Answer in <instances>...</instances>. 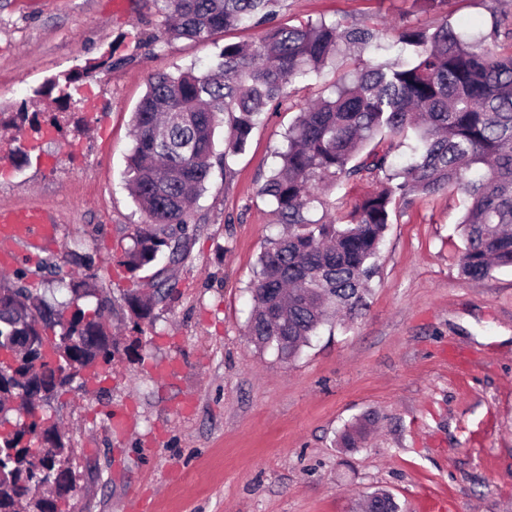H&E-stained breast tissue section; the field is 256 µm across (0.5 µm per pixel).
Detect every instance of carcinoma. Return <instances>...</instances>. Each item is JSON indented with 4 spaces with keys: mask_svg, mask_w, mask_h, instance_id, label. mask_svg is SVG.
Listing matches in <instances>:
<instances>
[{
    "mask_svg": "<svg viewBox=\"0 0 512 512\" xmlns=\"http://www.w3.org/2000/svg\"><path fill=\"white\" fill-rule=\"evenodd\" d=\"M167 22L154 40L187 38L207 43L243 24L264 28L254 42L226 43L200 72L190 67L154 76L133 113L134 140L125 181L143 216L132 235L125 264L135 272L166 260L154 273L152 294H124L138 318L171 299L167 271L188 257L176 236L192 223V205L206 188L214 166L234 173L261 114L286 95L289 83L344 64L351 50L378 45L375 22L341 26L324 19L299 26L271 24L279 0H155ZM470 37L444 19L433 28L404 29L389 45L393 61H361L329 95L299 112L284 133L279 163L261 187L286 233L267 240L251 285L255 306L248 335L292 360L319 329L340 312L354 321L367 306L369 284L392 213L415 193L460 189L466 195L462 220L461 272L479 279L495 266L512 267V52L500 54L489 40ZM79 77L50 81L39 94L70 108V86ZM228 117L224 152L214 135ZM25 107L1 128L24 124L51 134ZM408 149L405 163L392 153ZM384 175L387 185L355 203L345 220L327 218L325 186ZM106 303L93 315L65 317L26 289L0 282V350L32 339L57 350L58 361H41L37 350L17 356L15 372L0 374V398L18 393L30 378L46 400L74 382L79 367L108 363L112 337L104 321ZM36 422L0 436V512H15L20 491L41 493L33 470L32 444L22 443ZM70 454L59 442L41 458L57 471ZM364 512H398L384 492L366 496Z\"/></svg>",
    "mask_w": 512,
    "mask_h": 512,
    "instance_id": "cac0c4a2",
    "label": "carcinoma"
}]
</instances>
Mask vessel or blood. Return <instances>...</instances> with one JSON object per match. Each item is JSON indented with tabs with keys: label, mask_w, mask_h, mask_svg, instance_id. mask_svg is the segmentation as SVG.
<instances>
[{
	"label": "vessel or blood",
	"mask_w": 512,
	"mask_h": 512,
	"mask_svg": "<svg viewBox=\"0 0 512 512\" xmlns=\"http://www.w3.org/2000/svg\"><path fill=\"white\" fill-rule=\"evenodd\" d=\"M57 239L55 221L44 208H0V269H12L19 256V246L35 252L52 246Z\"/></svg>",
	"instance_id": "vessel-or-blood-1"
}]
</instances>
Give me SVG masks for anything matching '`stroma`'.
<instances>
[{"instance_id":"obj_1","label":"stroma","mask_w":512,"mask_h":512,"mask_svg":"<svg viewBox=\"0 0 512 512\" xmlns=\"http://www.w3.org/2000/svg\"><path fill=\"white\" fill-rule=\"evenodd\" d=\"M321 18L379 22L385 44L445 19L469 35L498 29L497 47L512 48V0H443L436 11L419 0H281L275 21ZM164 21L155 0H0V109L23 105L47 124L52 110L34 104L36 91L77 78L61 132L0 135V206L51 208L59 226L56 247L20 255L6 279L50 300L59 279L92 274L98 294L67 309L109 300L116 342L110 366L43 405L71 449L65 512H132L140 497L152 512H359L381 490L400 512H427L432 499L447 512H512V267L462 275V191L400 206L353 324L324 327L289 362L247 332L258 257L280 230L260 189L289 124L336 69L289 86L232 178L213 168L189 257L170 272L171 301L147 321L128 307L126 291L155 272L124 264L142 222L123 182L131 116L155 74L204 69L221 44L261 35L164 44ZM359 422L357 446L342 447Z\"/></svg>"}]
</instances>
